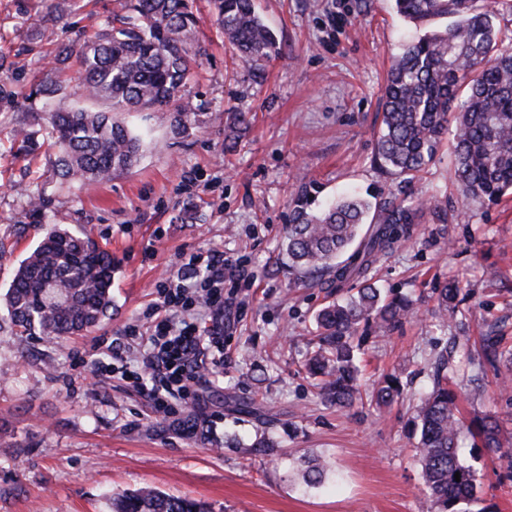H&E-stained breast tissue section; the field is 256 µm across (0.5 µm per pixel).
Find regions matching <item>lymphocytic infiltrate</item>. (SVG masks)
Returning <instances> with one entry per match:
<instances>
[{"label": "lymphocytic infiltrate", "instance_id": "f902f5d3", "mask_svg": "<svg viewBox=\"0 0 512 512\" xmlns=\"http://www.w3.org/2000/svg\"><path fill=\"white\" fill-rule=\"evenodd\" d=\"M242 261H229L218 250L189 253L176 275L157 287L148 332L126 324L124 336L139 339L135 366H128L121 344L111 348V361H96L92 375L105 370L132 380L155 412L176 414L196 394L200 379L224 363L221 317L236 298L231 286L248 279Z\"/></svg>", "mask_w": 512, "mask_h": 512}]
</instances>
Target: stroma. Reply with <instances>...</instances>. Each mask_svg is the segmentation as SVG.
Here are the masks:
<instances>
[{
  "mask_svg": "<svg viewBox=\"0 0 512 512\" xmlns=\"http://www.w3.org/2000/svg\"><path fill=\"white\" fill-rule=\"evenodd\" d=\"M48 0H0V58L29 88L59 45H79L89 21L74 18L55 41L35 39ZM281 54L262 78L238 61L197 0L201 55L185 96L210 121L172 138L162 113L135 168L84 185L54 177V150L16 156L11 134L23 110L0 112V296L46 230L89 237L117 264L112 316L65 339L17 338L0 305V512H111L112 496L150 487L200 501L208 512H434L409 431L414 407L447 356L448 388L465 424L484 418L512 433V361L482 364L480 339L512 345V195L463 200L451 140L409 190L448 213L417 225L412 240L373 265L385 291L415 309L388 335L364 333V389L397 377L403 400L347 410L326 402L304 372L317 311L333 289L289 273L285 237L293 192L317 203L346 193L389 197L397 185L372 163L387 70L416 34L393 0H259ZM251 119L226 142V112ZM43 196L35 212L29 193ZM219 250L245 261L255 287L224 310V373L197 389L179 414L153 413L112 376L94 384L88 360L103 356L125 324L145 321L162 271L190 252ZM458 280L456 313L435 316V290ZM273 447H259L262 436ZM464 460L476 499L462 512H512V478L470 434ZM325 459L324 485L304 486L308 459Z\"/></svg>",
  "mask_w": 512,
  "mask_h": 512,
  "instance_id": "35a3bbf8",
  "label": "stroma"
}]
</instances>
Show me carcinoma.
I'll return each instance as SVG.
<instances>
[{
	"label": "carcinoma",
	"mask_w": 512,
	"mask_h": 512,
	"mask_svg": "<svg viewBox=\"0 0 512 512\" xmlns=\"http://www.w3.org/2000/svg\"><path fill=\"white\" fill-rule=\"evenodd\" d=\"M80 0H54L49 17L69 18ZM396 12L423 34L395 56L382 95V125L376 133L375 165L410 184L452 134L455 179L460 196L497 200L512 193V49L500 48L495 14L483 0H394ZM213 23L237 57L250 65L280 54L281 43L266 24L258 0H210ZM125 12L98 23L78 48L63 46L52 67L35 79L25 99H64L63 71L75 68L82 88L63 110L28 109L14 133L17 153L37 150V126L51 134L54 170L62 181L109 180L138 161L148 131L130 114L168 112L171 133L188 138L207 113L184 100L182 90L200 55L194 33L200 17L194 0H125ZM19 105L9 68L0 63V110ZM454 119L448 129V119ZM305 186L290 206L286 252L291 268L315 280L327 279L343 298L316 315L314 350L307 373L323 397L342 408L362 401L357 361L360 328L391 330L413 313L403 296L388 298L368 283L378 259L410 239L414 225L443 217L412 195L371 200L339 197L318 209ZM112 255L67 229L48 230L19 262L5 294L16 334L60 338L88 332L112 315ZM459 285L450 280L437 293L438 320L448 324V305ZM494 363L512 349L499 336L484 337ZM445 361L433 372L430 392L412 420L424 484L436 512H458L476 494L474 470L459 454L463 423L456 395L448 390ZM403 388L387 376L373 391L378 407L400 399ZM483 446L512 473V436L491 420L476 426ZM460 481H455V473ZM112 512H205L193 499L151 489L112 499Z\"/></svg>",
	"instance_id": "carcinoma-1"
}]
</instances>
